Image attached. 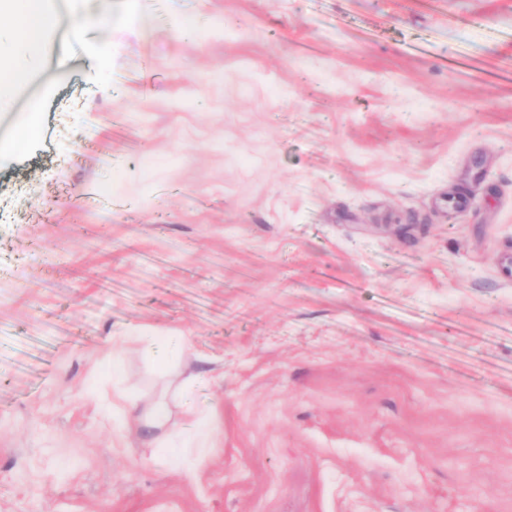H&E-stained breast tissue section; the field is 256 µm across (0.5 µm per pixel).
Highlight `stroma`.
Masks as SVG:
<instances>
[{"instance_id": "stroma-1", "label": "stroma", "mask_w": 512, "mask_h": 512, "mask_svg": "<svg viewBox=\"0 0 512 512\" xmlns=\"http://www.w3.org/2000/svg\"><path fill=\"white\" fill-rule=\"evenodd\" d=\"M68 8L0 105V512H512V0Z\"/></svg>"}]
</instances>
